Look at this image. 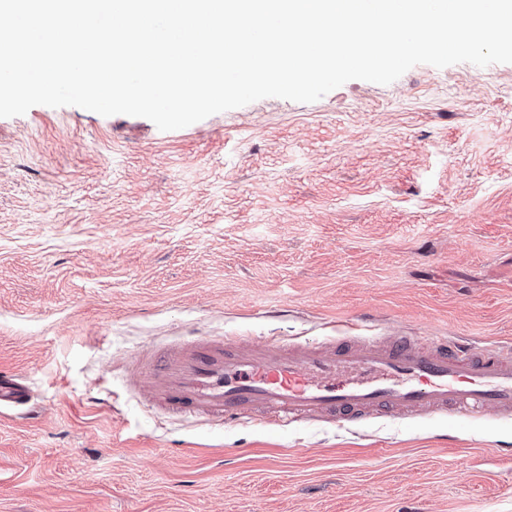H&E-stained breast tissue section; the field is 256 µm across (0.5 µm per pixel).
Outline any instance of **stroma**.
<instances>
[{
    "instance_id": "35a3bbf8",
    "label": "stroma",
    "mask_w": 512,
    "mask_h": 512,
    "mask_svg": "<svg viewBox=\"0 0 512 512\" xmlns=\"http://www.w3.org/2000/svg\"><path fill=\"white\" fill-rule=\"evenodd\" d=\"M512 340V64H419L188 127L0 118V512H512V419L203 425L137 366L179 336ZM30 403V395L26 385L18 379H0V413L2 409H11Z\"/></svg>"
}]
</instances>
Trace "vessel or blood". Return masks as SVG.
Returning <instances> with one entry per match:
<instances>
[{"label":"vessel or blood","mask_w":512,"mask_h":512,"mask_svg":"<svg viewBox=\"0 0 512 512\" xmlns=\"http://www.w3.org/2000/svg\"><path fill=\"white\" fill-rule=\"evenodd\" d=\"M154 399L203 423L257 425L378 415L512 417V343L479 346L465 337L349 336L312 347L235 337H195L149 361ZM26 385L0 379V410L29 404Z\"/></svg>","instance_id":"obj_1"}]
</instances>
